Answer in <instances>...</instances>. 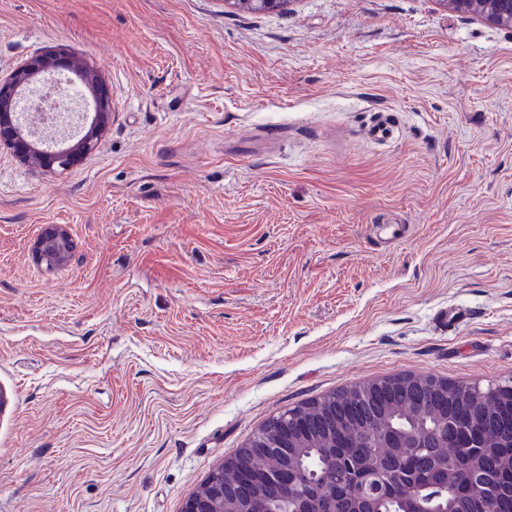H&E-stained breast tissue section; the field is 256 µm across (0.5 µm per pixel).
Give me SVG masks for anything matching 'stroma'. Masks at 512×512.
<instances>
[{
  "label": "stroma",
  "mask_w": 512,
  "mask_h": 512,
  "mask_svg": "<svg viewBox=\"0 0 512 512\" xmlns=\"http://www.w3.org/2000/svg\"><path fill=\"white\" fill-rule=\"evenodd\" d=\"M61 47L112 107L69 169L0 145V512H179L284 409L512 381V29L443 0H0V78ZM71 236L64 225L48 226L33 246V256L40 266L53 270L65 264L72 250Z\"/></svg>",
  "instance_id": "stroma-1"
}]
</instances>
